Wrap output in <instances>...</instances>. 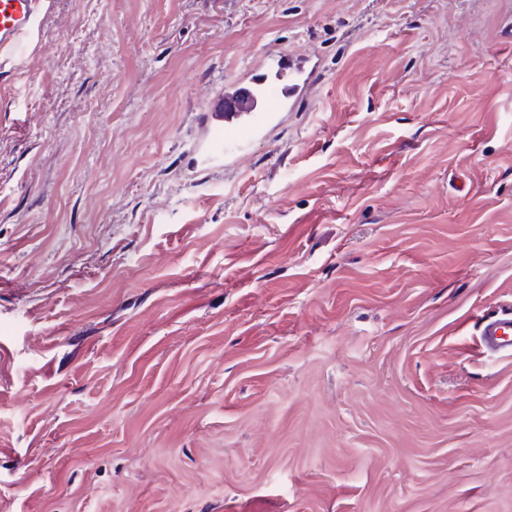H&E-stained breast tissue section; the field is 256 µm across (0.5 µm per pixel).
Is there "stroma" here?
I'll return each mask as SVG.
<instances>
[{
    "label": "stroma",
    "instance_id": "stroma-1",
    "mask_svg": "<svg viewBox=\"0 0 512 512\" xmlns=\"http://www.w3.org/2000/svg\"><path fill=\"white\" fill-rule=\"evenodd\" d=\"M512 0H43L0 78V512H512ZM320 55L207 160L201 86ZM480 346L493 357L512 356V308L480 317Z\"/></svg>",
    "mask_w": 512,
    "mask_h": 512
}]
</instances>
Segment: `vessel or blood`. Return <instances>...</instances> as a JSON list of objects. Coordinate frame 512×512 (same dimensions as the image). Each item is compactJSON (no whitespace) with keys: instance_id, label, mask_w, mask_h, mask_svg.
Instances as JSON below:
<instances>
[{"instance_id":"vessel-or-blood-1","label":"vessel or blood","mask_w":512,"mask_h":512,"mask_svg":"<svg viewBox=\"0 0 512 512\" xmlns=\"http://www.w3.org/2000/svg\"><path fill=\"white\" fill-rule=\"evenodd\" d=\"M39 0H0V46L22 54ZM320 62L311 54L271 51L246 75L225 78L220 89L206 92L210 149L220 155L247 131L265 126L282 112L294 111L311 91ZM480 346L493 357L512 356V308L480 318Z\"/></svg>"}]
</instances>
